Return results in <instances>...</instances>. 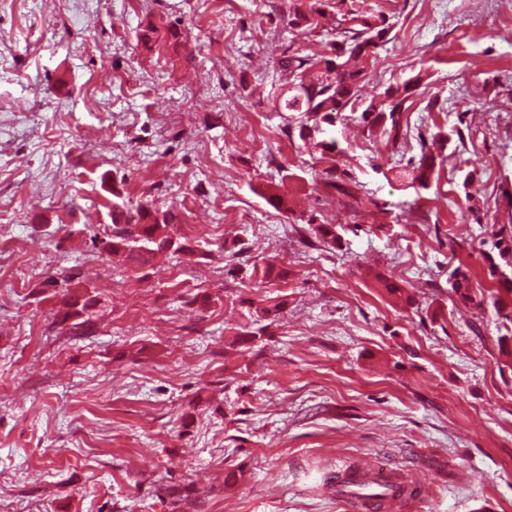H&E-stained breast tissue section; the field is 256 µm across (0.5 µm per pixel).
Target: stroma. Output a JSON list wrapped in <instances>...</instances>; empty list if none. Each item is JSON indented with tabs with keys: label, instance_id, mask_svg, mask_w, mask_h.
Here are the masks:
<instances>
[{
	"label": "stroma",
	"instance_id": "35a3bbf8",
	"mask_svg": "<svg viewBox=\"0 0 512 512\" xmlns=\"http://www.w3.org/2000/svg\"><path fill=\"white\" fill-rule=\"evenodd\" d=\"M377 2L395 25L361 93L422 74L410 131L395 147L340 124L347 149L318 160L272 102L282 53L328 48L326 28L289 25L291 0H0V512H180L170 484L195 489L189 512H354L325 480L358 466L419 488L394 512H512L504 329L491 302L448 293L458 264L492 287L512 218V0ZM150 22L181 28L180 50H144ZM454 128L465 146L431 189L397 179ZM330 166L350 194L326 186ZM106 172L176 204L199 254L95 249ZM277 183L291 213L263 198ZM268 260L287 278L224 274ZM369 266L412 304L366 284ZM74 272L108 301L90 336L53 328L42 290ZM277 296L272 338L230 349L249 302Z\"/></svg>",
	"mask_w": 512,
	"mask_h": 512
}]
</instances>
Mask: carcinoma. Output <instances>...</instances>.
<instances>
[{
  "instance_id": "carcinoma-1",
  "label": "carcinoma",
  "mask_w": 512,
  "mask_h": 512,
  "mask_svg": "<svg viewBox=\"0 0 512 512\" xmlns=\"http://www.w3.org/2000/svg\"><path fill=\"white\" fill-rule=\"evenodd\" d=\"M290 24L309 28L319 24V19L328 20L336 39L329 43L330 51L323 55L297 56L284 54L280 65L288 71L292 83L302 86L301 98H290L284 102L288 112H300L307 116L308 133H299L301 140L312 139L329 128L348 119V113L360 112L357 120L368 135L381 132L398 147L406 138L401 125L402 113L409 110L406 103L416 95L421 76L415 75L402 82L389 85L380 99L363 103L360 82L376 53L380 43L393 30L390 16L379 6L368 4V0L356 4L354 0H293L290 7ZM139 40L148 46L163 40L174 46L183 40L182 32L173 25L157 27L150 23L139 34ZM437 157L421 151L412 168L399 172L414 188L428 189L437 174ZM101 187L112 194V234L102 241L100 250L114 258L137 260L156 251L175 254H195L192 239L175 232L179 214L175 207L159 205L153 201L137 203L126 198L122 183L104 173L100 177ZM312 234L333 246L340 237L334 224H316L308 221ZM494 248L497 257H488L489 274L498 286L487 289L489 299L497 314L503 319L507 334L500 342L512 339V221L500 225L495 233ZM68 287L61 290L63 308L57 313L58 325H67L73 336H89L95 326V316L102 304L100 293L82 287L70 275L63 279ZM450 293L455 300L465 304L481 306L484 299L478 298L472 288L468 271L461 266L448 273ZM251 325L237 332L236 344L250 345L263 337L272 336L271 325L288 308V299L282 298L272 305L249 303ZM336 493L346 494L367 505L380 508L384 503L402 495L406 486L396 484L369 471L356 480L347 482L336 475L332 478Z\"/></svg>"
}]
</instances>
